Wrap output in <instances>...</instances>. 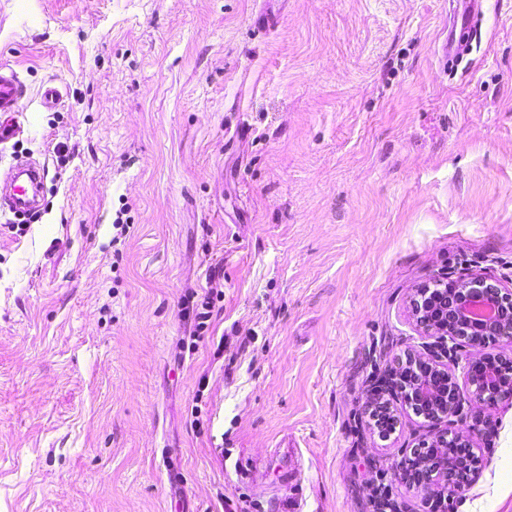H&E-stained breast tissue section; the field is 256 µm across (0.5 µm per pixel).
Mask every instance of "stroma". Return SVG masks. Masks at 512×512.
<instances>
[{"mask_svg": "<svg viewBox=\"0 0 512 512\" xmlns=\"http://www.w3.org/2000/svg\"><path fill=\"white\" fill-rule=\"evenodd\" d=\"M448 2L0 0V170L47 167L0 214V512H280L274 448L300 512H430L431 427L399 399L380 439L370 382L430 344L420 284L512 289V0L446 71ZM480 428L445 512H512V401ZM24 96L18 74L0 65V143L24 133V125L16 110L17 101ZM5 173L0 193V212L15 218L36 214L42 207L47 171L44 165L19 158Z\"/></svg>", "mask_w": 512, "mask_h": 512, "instance_id": "obj_1", "label": "stroma"}]
</instances>
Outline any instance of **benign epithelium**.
I'll return each mask as SVG.
<instances>
[{
    "instance_id": "7a95c632",
    "label": "benign epithelium",
    "mask_w": 512,
    "mask_h": 512,
    "mask_svg": "<svg viewBox=\"0 0 512 512\" xmlns=\"http://www.w3.org/2000/svg\"><path fill=\"white\" fill-rule=\"evenodd\" d=\"M413 318L435 341L424 354L406 350L374 386L367 413L378 433L392 434L399 418L391 399L400 397L415 415L434 429L429 440L406 449L398 463L399 478L432 499L434 508L456 496L478 472L472 433L478 431L476 406H492L512 396V357L488 349L498 339H512V290L499 282L475 276L468 280L436 279L415 289L410 300ZM481 351L467 359L464 376L471 402L464 406L458 377L450 362L462 347ZM472 419L470 434H451L441 423ZM453 448L455 455L439 456L437 449Z\"/></svg>"
}]
</instances>
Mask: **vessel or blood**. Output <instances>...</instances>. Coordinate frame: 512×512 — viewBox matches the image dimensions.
Returning a JSON list of instances; mask_svg holds the SVG:
<instances>
[{
  "instance_id": "1",
  "label": "vessel or blood",
  "mask_w": 512,
  "mask_h": 512,
  "mask_svg": "<svg viewBox=\"0 0 512 512\" xmlns=\"http://www.w3.org/2000/svg\"><path fill=\"white\" fill-rule=\"evenodd\" d=\"M456 15L466 33H473L474 23L481 15V0H456ZM24 90L17 73L0 65V142L20 136L24 125L16 109ZM47 171L44 165L18 159L0 177V212L23 218L38 213L45 195Z\"/></svg>"
}]
</instances>
